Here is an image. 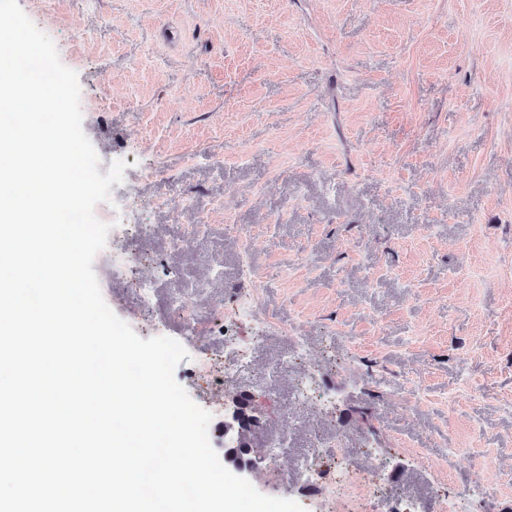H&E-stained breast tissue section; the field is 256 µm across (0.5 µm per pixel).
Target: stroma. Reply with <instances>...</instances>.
Segmentation results:
<instances>
[{
	"instance_id": "stroma-1",
	"label": "stroma",
	"mask_w": 512,
	"mask_h": 512,
	"mask_svg": "<svg viewBox=\"0 0 512 512\" xmlns=\"http://www.w3.org/2000/svg\"><path fill=\"white\" fill-rule=\"evenodd\" d=\"M18 3L78 75L100 173L127 163L96 217L133 200L129 223L150 228L141 266L116 277L111 247L96 255L102 296L141 338L185 348L175 378L211 413L222 464L237 469L224 420L243 393L267 421L250 451L289 434L278 471L242 472L262 494L305 512H512V0ZM188 287L210 337L170 306ZM217 305L257 339L244 367ZM304 379L335 404L297 403ZM336 433L354 450L347 501L331 452L321 483L295 476Z\"/></svg>"
}]
</instances>
